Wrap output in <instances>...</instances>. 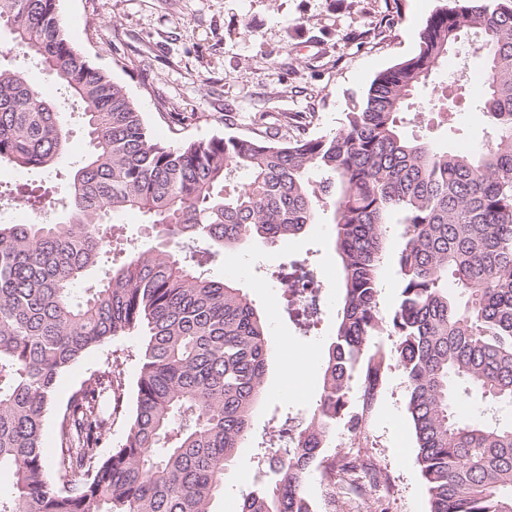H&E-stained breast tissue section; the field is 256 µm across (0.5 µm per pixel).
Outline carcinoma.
Wrapping results in <instances>:
<instances>
[{
    "mask_svg": "<svg viewBox=\"0 0 512 512\" xmlns=\"http://www.w3.org/2000/svg\"><path fill=\"white\" fill-rule=\"evenodd\" d=\"M59 0H0V32L55 75L82 107L88 146L67 180L65 216L0 223V512H216L224 471L250 440L267 374V326L231 278L207 265L228 249L300 234L328 212L341 269L336 325L316 404L262 441L258 479L239 512H317L324 492L369 477L361 459L330 454L336 425L355 436L354 378L385 373L371 349L383 331L407 389L430 512H512V421L458 417L476 394L512 410V0H447L426 20L415 54L377 75L335 131L292 137L288 122L250 136L177 145L154 139L125 88L70 41ZM482 50L483 90L463 76L419 89L460 42ZM418 106L451 124L469 110L486 143L461 153L407 137ZM69 151L57 103L19 70L0 67V166L54 170ZM22 207L52 198L17 188ZM137 212L156 243L115 253L119 218ZM400 291L384 319L379 274L388 225ZM288 315L307 331L321 285L307 261L278 272ZM140 330L135 399L118 364L73 392L44 455L45 417L60 377L88 351ZM128 412L124 442L103 454L112 415Z\"/></svg>",
    "mask_w": 512,
    "mask_h": 512,
    "instance_id": "obj_1",
    "label": "carcinoma"
}]
</instances>
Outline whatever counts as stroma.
I'll list each match as a JSON object with an SVG mask.
<instances>
[{"instance_id": "obj_1", "label": "stroma", "mask_w": 512, "mask_h": 512, "mask_svg": "<svg viewBox=\"0 0 512 512\" xmlns=\"http://www.w3.org/2000/svg\"><path fill=\"white\" fill-rule=\"evenodd\" d=\"M443 0H59V15L71 41L92 63L125 86L154 135L168 144L252 133L259 113L288 116L292 134L320 136L337 128L353 99L380 72L414 55L419 31ZM0 64L23 69L29 80L58 101L66 114L72 148L59 169L67 173L86 149L80 110L62 83L31 58L14 51L0 35ZM470 84L483 78L477 42L431 75L443 87L459 72ZM237 115L225 126V113ZM406 133L446 138L453 150L473 151L485 142L475 113H458L454 129L407 122ZM397 228L387 234L380 274L382 314L398 301L399 276L392 255ZM309 259L322 283L321 318L303 334L287 317L273 273L294 259ZM213 277L234 279L268 315L269 371L265 396L252 421L254 439L282 417L302 418L315 404L320 359L336 322L339 263L332 227L318 218L299 236L273 244L251 242L225 252L210 266ZM143 338L130 333L95 348L65 374L56 406L92 373L120 356L127 392H134ZM305 357L308 370L293 379V395L280 394L285 356ZM331 446L359 450L388 478L387 512H430L416 459L415 434L407 412L405 382L390 364L375 409L357 440L337 427ZM255 448L242 450L224 474L220 512H237L254 483Z\"/></svg>"}]
</instances>
